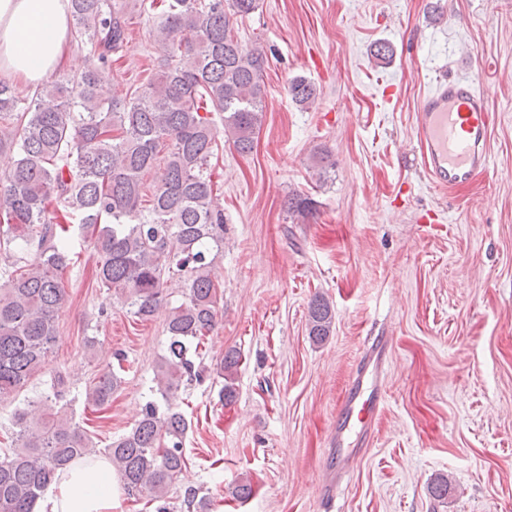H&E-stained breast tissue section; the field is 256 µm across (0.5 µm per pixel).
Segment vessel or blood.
<instances>
[{
	"mask_svg": "<svg viewBox=\"0 0 512 512\" xmlns=\"http://www.w3.org/2000/svg\"><path fill=\"white\" fill-rule=\"evenodd\" d=\"M493 117L485 92L470 77L440 78L419 103L415 126L427 178L438 187H457L490 173ZM390 337H373L368 354L340 396L331 437L337 466L348 446L366 447L384 403L381 373Z\"/></svg>",
	"mask_w": 512,
	"mask_h": 512,
	"instance_id": "vessel-or-blood-1",
	"label": "vessel or blood"
}]
</instances>
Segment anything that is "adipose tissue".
<instances>
[{
	"label": "adipose tissue",
	"mask_w": 512,
	"mask_h": 512,
	"mask_svg": "<svg viewBox=\"0 0 512 512\" xmlns=\"http://www.w3.org/2000/svg\"><path fill=\"white\" fill-rule=\"evenodd\" d=\"M69 0H0V73L36 87L67 61ZM114 478L106 458L77 460L45 487L35 512H112Z\"/></svg>",
	"instance_id": "adipose-tissue-1"
}]
</instances>
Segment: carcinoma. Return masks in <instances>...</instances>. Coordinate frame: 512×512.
Listing matches in <instances>:
<instances>
[{
  "mask_svg": "<svg viewBox=\"0 0 512 512\" xmlns=\"http://www.w3.org/2000/svg\"><path fill=\"white\" fill-rule=\"evenodd\" d=\"M162 7L156 40L169 48L154 78L124 99L101 92L100 69L112 67L129 35L124 0H70L75 38L91 63L43 85L30 102L0 81V152H15L0 184V246L34 251L23 266H0V402L45 368L56 321L68 302L64 274L75 232H91L100 256V287L121 292L146 321L168 302L177 277L184 299L169 310L166 355L139 420L105 448L124 490L148 501L168 498L187 467L191 422L175 404L182 385L208 372L204 341L215 330L220 284L213 260L224 252V208L212 161L224 146L213 113L238 153L254 148L262 122L264 57L231 34L233 17L257 0H141ZM304 105L317 89L304 77L288 87ZM155 174L151 203L141 207L145 177ZM334 315L320 296L308 307V336L330 334ZM241 354L217 364L222 399H236ZM121 378L109 370L86 391L87 404L112 402ZM15 446L0 458V512H34L45 486L70 462L96 453L66 413L43 417L31 404L12 413Z\"/></svg>",
  "mask_w": 512,
  "mask_h": 512,
  "instance_id": "cac0c4a2",
  "label": "carcinoma"
}]
</instances>
